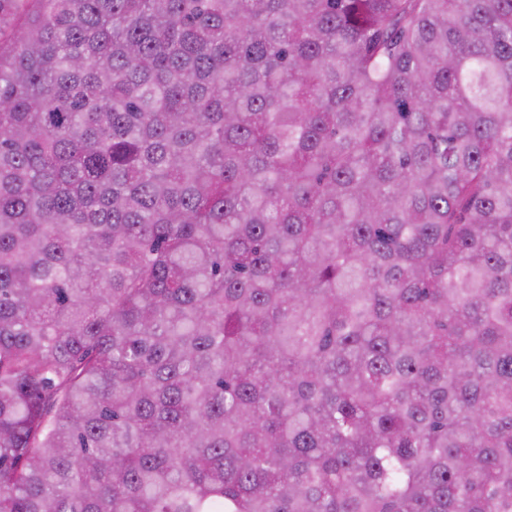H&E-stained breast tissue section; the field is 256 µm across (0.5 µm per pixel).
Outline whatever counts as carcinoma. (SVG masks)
Returning <instances> with one entry per match:
<instances>
[{
	"mask_svg": "<svg viewBox=\"0 0 512 512\" xmlns=\"http://www.w3.org/2000/svg\"><path fill=\"white\" fill-rule=\"evenodd\" d=\"M0 512H512V0H0Z\"/></svg>",
	"mask_w": 512,
	"mask_h": 512,
	"instance_id": "cac0c4a2",
	"label": "carcinoma"
}]
</instances>
